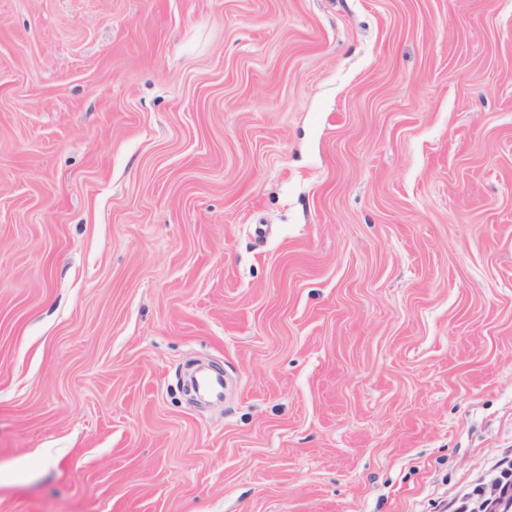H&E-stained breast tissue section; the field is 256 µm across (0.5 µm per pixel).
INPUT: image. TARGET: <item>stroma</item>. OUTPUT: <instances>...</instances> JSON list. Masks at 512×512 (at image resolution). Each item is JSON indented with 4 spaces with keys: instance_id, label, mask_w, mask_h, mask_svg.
I'll return each instance as SVG.
<instances>
[{
    "instance_id": "35a3bbf8",
    "label": "stroma",
    "mask_w": 512,
    "mask_h": 512,
    "mask_svg": "<svg viewBox=\"0 0 512 512\" xmlns=\"http://www.w3.org/2000/svg\"><path fill=\"white\" fill-rule=\"evenodd\" d=\"M509 449L512 0H0V512H443ZM197 394L211 400L224 398V376L209 368L198 367L194 373Z\"/></svg>"
}]
</instances>
